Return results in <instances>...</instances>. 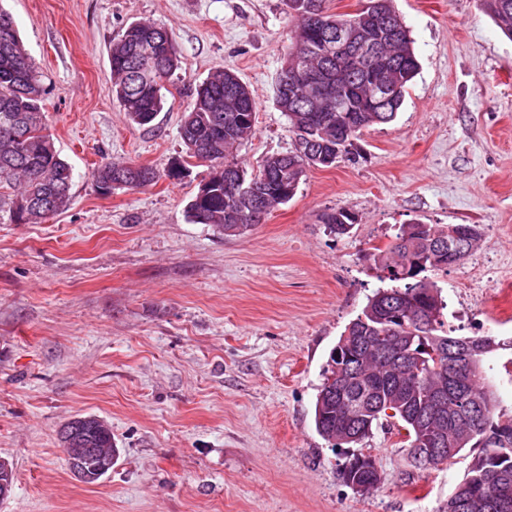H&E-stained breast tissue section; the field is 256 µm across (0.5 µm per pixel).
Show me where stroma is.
<instances>
[{
    "mask_svg": "<svg viewBox=\"0 0 512 512\" xmlns=\"http://www.w3.org/2000/svg\"><path fill=\"white\" fill-rule=\"evenodd\" d=\"M43 71L48 131L73 168L68 206L0 224V458L15 473L0 512H440L472 464L412 467L403 429L332 449L314 405L331 348L380 282L373 247L399 225L478 224V247L436 274L460 336L512 339V39L476 0H393L420 71L396 120L363 132L358 163L312 168L261 224L226 237L191 223L207 164L179 136L190 96L237 73L257 105L232 153L247 170L292 149L274 86L296 28L285 0H0ZM167 26L180 68L164 109L132 125L112 96L109 50L132 22ZM153 167L157 184L104 195V161ZM176 162L189 174L170 181ZM346 209L349 234L327 214ZM512 350L484 359L495 415L512 419ZM120 450L88 485L57 440L76 415ZM376 456L361 494L339 470Z\"/></svg>",
    "mask_w": 512,
    "mask_h": 512,
    "instance_id": "stroma-1",
    "label": "stroma"
}]
</instances>
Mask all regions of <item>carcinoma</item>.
Wrapping results in <instances>:
<instances>
[{
	"mask_svg": "<svg viewBox=\"0 0 512 512\" xmlns=\"http://www.w3.org/2000/svg\"><path fill=\"white\" fill-rule=\"evenodd\" d=\"M297 21L295 45L279 76L294 65L321 69L329 97L318 102L320 112L297 93L275 91V102L288 118L289 131L311 138L312 156L302 149L268 156L249 172L228 159L230 152L254 134L257 103L248 86L230 70L211 74L195 91L185 113L180 136L189 157L208 161L210 172L188 203L194 224H206L226 237L243 234L261 223L264 214L293 198L311 167L357 162L355 141L374 125L392 122L399 112L419 61L407 25L392 0H363L356 14H330L325 0H287ZM496 27L512 38V0H478ZM318 11L313 26L300 13L304 4ZM358 19V48L336 46V29ZM381 43L382 54L371 58L360 48ZM112 94L130 122L145 126L163 110L167 85L179 68L172 33L147 21L131 24L112 41L109 52ZM44 75L27 52L12 16L0 8V224H37L64 210L73 182L71 165L47 132ZM248 185L260 183L253 196L229 194L226 178ZM99 191L134 190L153 185L159 175L152 167L107 161L93 172ZM338 235L349 233L351 215L344 209L326 216ZM478 224L401 225L390 245L379 251L378 278L388 285L368 298L331 350L316 397L317 432L334 448L357 445L381 421L391 419L407 431L408 454L417 469L435 468L430 450L440 449L452 460L470 443L481 454L456 488L465 498L462 510L448 500L446 512H512V504L494 508L499 488L512 493V426L495 419L493 394L480 383L484 357L502 348L492 335L453 336L443 318L441 291L425 273L445 271L456 262L448 242L456 239L467 250L478 245ZM472 344L474 366L455 368L448 352L456 342ZM76 431L74 444L62 445L68 468H74L78 448L119 449L112 430L96 417L76 416L58 435ZM348 483H381L375 456L352 455L339 470Z\"/></svg>",
	"mask_w": 512,
	"mask_h": 512,
	"instance_id": "1",
	"label": "carcinoma"
}]
</instances>
